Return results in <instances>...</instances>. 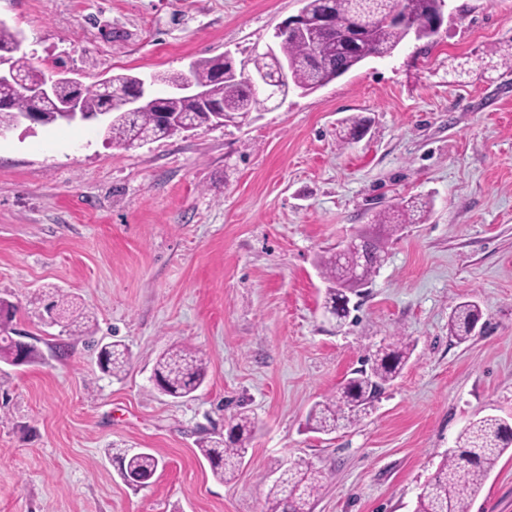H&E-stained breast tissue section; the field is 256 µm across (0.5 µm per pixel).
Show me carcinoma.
<instances>
[{"label":"carcinoma","mask_w":512,"mask_h":512,"mask_svg":"<svg viewBox=\"0 0 512 512\" xmlns=\"http://www.w3.org/2000/svg\"><path fill=\"white\" fill-rule=\"evenodd\" d=\"M412 16V25H403L390 17L391 8L400 2ZM444 0H304V9L316 14L330 10L338 19L353 18L359 27L358 36L349 41L341 35L274 34L277 39L276 57L256 54L250 58L251 66L272 79H279L277 66L288 65V80L281 84L284 96L292 91L310 94L328 85L369 58L391 55L409 36L430 39L427 29L431 19L440 13ZM20 48L19 31L0 22V58H9L15 72L29 82L45 79V74L33 65L27 55H17ZM192 79L207 88L211 98L224 105L223 120L215 119V113L200 109L195 102L185 98L170 97L157 93L164 103L166 113L155 111L150 104L136 112H126L112 105L110 121L105 127L106 140L113 146L130 150L140 147V139L151 135L154 139L175 136L203 126H222L226 122L241 123L250 114L267 107V93L232 78L218 81L213 77L210 60L194 63ZM0 130L16 125L18 116L34 107L20 89L8 83H0ZM99 88L84 89V112L94 115L107 107ZM430 211V203L418 198L402 200L377 212L372 220L381 224L389 233L402 224H416ZM385 260L380 240L359 242L351 256L336 253L321 260L323 277L331 284L347 283L356 270H361L365 281L372 277ZM347 289H326L325 308L332 310L337 327H342L349 317L343 306ZM64 306L71 311L68 328L72 333L83 334L89 328L85 313L74 308L73 302L63 296L45 306L52 310ZM16 306L0 299V362L13 364L14 345L10 339L15 329ZM481 318L479 305L464 301L455 305L448 320V330L457 342H467ZM414 344L403 336H396L386 346L366 357V367L353 372L336 391L314 403L308 412V429L330 434L341 427L356 424L366 409L383 393L386 386L395 381L413 352ZM100 369L112 376H119L129 364V352L125 346L113 342L98 351ZM207 376V363L197 351L188 346H173L159 358L154 369L157 390L173 399H182L195 393ZM232 434L226 439L208 440L199 448L209 462L213 474L220 480L234 479L256 431V422L248 414L233 418ZM512 447V425L501 417L486 415L465 426L456 439V445L448 449L431 479L422 487L417 497L415 512H469L471 500L479 491L499 459ZM120 461L125 472L140 476L154 475L161 460L147 450L131 455L124 454ZM325 475L319 469L290 467L281 472L266 496L265 512H310L311 501L323 486Z\"/></svg>","instance_id":"carcinoma-1"}]
</instances>
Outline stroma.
Listing matches in <instances>:
<instances>
[{
	"label": "stroma",
	"instance_id": "1",
	"mask_svg": "<svg viewBox=\"0 0 512 512\" xmlns=\"http://www.w3.org/2000/svg\"><path fill=\"white\" fill-rule=\"evenodd\" d=\"M435 43L407 40L324 88L242 124L203 127L125 151L90 124L0 137V297L33 365L0 364V512H264L287 467L326 480L313 512H414L459 432L512 419V71L454 79L452 65L512 39V0H446ZM301 0H0V19L46 75L83 85L187 71L272 42ZM365 118L341 143L343 118ZM421 196L431 211L384 239L385 260L344 327L325 315L319 260L375 212ZM68 292L91 335L44 321ZM482 310L457 343L458 302ZM414 352L355 425L308 430L310 407L393 337ZM130 365L103 373L99 345ZM208 361L193 397L156 391L169 347ZM258 431L230 482L200 441L239 412ZM150 449L147 486L116 454ZM471 512H512V452Z\"/></svg>",
	"mask_w": 512,
	"mask_h": 512
}]
</instances>
